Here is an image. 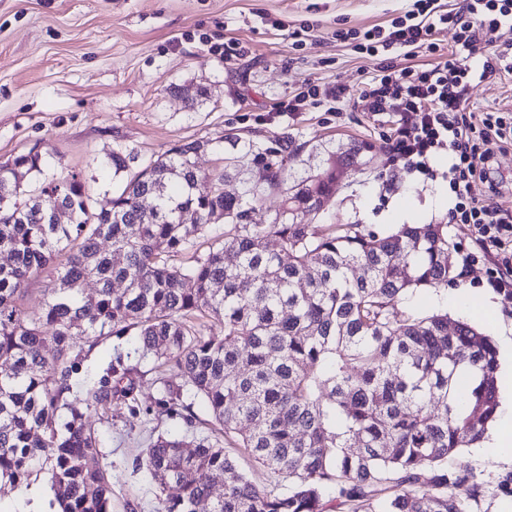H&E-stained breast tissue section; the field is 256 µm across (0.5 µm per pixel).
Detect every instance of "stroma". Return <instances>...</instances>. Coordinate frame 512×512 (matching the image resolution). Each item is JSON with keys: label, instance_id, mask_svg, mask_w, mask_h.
I'll return each instance as SVG.
<instances>
[{"label": "stroma", "instance_id": "obj_1", "mask_svg": "<svg viewBox=\"0 0 512 512\" xmlns=\"http://www.w3.org/2000/svg\"><path fill=\"white\" fill-rule=\"evenodd\" d=\"M410 7L411 0H0V162L39 151L42 170L28 189L74 172L102 204L119 184L106 163L119 146L144 163L204 138L211 148L198 167L211 173L224 166L227 136L267 145L288 133L305 146L291 170L300 177L329 153L365 142L372 166L344 174L317 223L385 233L399 212L406 224L447 225L456 283L495 306L498 324L484 333L510 336L512 300L488 284L492 259L468 262L477 246L449 221L447 153L431 162L436 177L407 172L389 160L391 120L356 104L378 61L357 53L348 31L387 25ZM206 34L235 40L241 56L224 62L203 42ZM310 82L343 88L345 105L337 112L311 105L292 122L279 115L278 104ZM199 85L208 97L193 109L174 92ZM469 109L512 114V74L476 87ZM154 379L135 374L137 413L118 403L89 419L112 477V512H156L151 477L136 459L158 435L185 429L181 418L158 416ZM454 463L472 469L483 487L476 512H512L503 488L511 463L477 446Z\"/></svg>", "mask_w": 512, "mask_h": 512}]
</instances>
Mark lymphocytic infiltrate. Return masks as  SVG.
I'll use <instances>...</instances> for the list:
<instances>
[{
    "label": "lymphocytic infiltrate",
    "mask_w": 512,
    "mask_h": 512,
    "mask_svg": "<svg viewBox=\"0 0 512 512\" xmlns=\"http://www.w3.org/2000/svg\"><path fill=\"white\" fill-rule=\"evenodd\" d=\"M441 26L454 32L455 49L446 56L431 40ZM507 34H512V0H465L461 14L443 9L440 0H413L404 15L365 30L356 48L371 57L407 47L435 54L428 64L380 66L361 96L370 112L396 119L392 162L430 177V158L447 152L448 185L456 199L451 219L465 225L483 250L495 251L489 282L512 297V208L489 200L498 191L490 176L496 155L512 144V117L469 110L475 86L512 73V57L502 53L483 67L473 63L480 45H494Z\"/></svg>",
    "instance_id": "lymphocytic-infiltrate-1"
}]
</instances>
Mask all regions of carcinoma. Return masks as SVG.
I'll list each match as a JSON object with an SVG mask.
<instances>
[{
    "instance_id": "cac0c4a2",
    "label": "carcinoma",
    "mask_w": 512,
    "mask_h": 512,
    "mask_svg": "<svg viewBox=\"0 0 512 512\" xmlns=\"http://www.w3.org/2000/svg\"><path fill=\"white\" fill-rule=\"evenodd\" d=\"M243 148L254 177L237 195L224 193L233 153L220 172L198 169L210 149L202 138L135 172L136 156L114 150L113 176L132 175L100 209L76 175L20 197L42 171L36 152L0 162V484L43 475L58 512H109L112 482L87 417L114 401L138 410L134 368L118 356L96 379L81 370L108 338L132 331L152 361L158 413L191 424L193 396L221 434L160 435L145 450L139 464L159 491L176 489L158 512H474L481 484L448 459L496 418L497 348L467 322L448 329L446 313L401 307L453 279L448 225L376 234L305 224L345 170L370 166L369 145L290 182L302 150L291 136ZM268 190L281 206L255 224ZM220 220L223 241L170 263ZM51 265L50 300L23 310V286ZM216 324L224 335L207 333Z\"/></svg>"
}]
</instances>
